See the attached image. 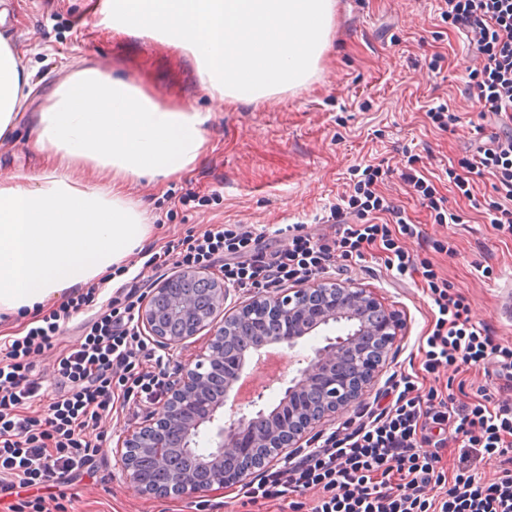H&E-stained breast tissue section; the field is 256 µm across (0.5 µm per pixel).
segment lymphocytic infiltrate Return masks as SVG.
<instances>
[{
    "label": "lymphocytic infiltrate",
    "instance_id": "lymphocytic-infiltrate-1",
    "mask_svg": "<svg viewBox=\"0 0 512 512\" xmlns=\"http://www.w3.org/2000/svg\"><path fill=\"white\" fill-rule=\"evenodd\" d=\"M441 16L472 36L477 66L466 68L463 92L481 112L512 114V0H442ZM468 176L452 174L457 192L470 196V174L494 177L495 197L486 204L490 223L512 232V131L494 135L472 157L462 158ZM383 165L353 166L352 195L330 207L325 218L333 235L314 237L296 230L287 242L269 243L264 233L236 224H212L203 232L170 240L153 255L155 267H219L225 283L240 291L302 284L335 269L337 261L362 258L379 247L397 279L421 273L437 311L417 351L421 370L400 372L386 391L387 406L345 433H331L300 461L284 463L241 496L249 504L285 493L313 494L311 512H512V348L498 343L487 325L474 323L464 297L431 264L411 253L401 237L420 238L418 225L398 218L377 223L394 205L377 191ZM402 178L436 223H461L434 185L417 169ZM359 223H350V216ZM95 288L70 295L45 313L39 325L5 345L0 359V491L53 480L72 482L102 452L104 419L116 395L153 402L169 376L165 366L144 367L152 352L138 330L140 286L125 285L85 323L84 338L58 358L61 392L41 417L30 411L41 400L42 384L32 375L33 355L53 348L65 324L95 300ZM452 366H478L490 384L481 398L460 405L454 392L429 388L417 379L440 378ZM461 445L458 465L442 464L449 442ZM496 467L483 479L478 467Z\"/></svg>",
    "mask_w": 512,
    "mask_h": 512
}]
</instances>
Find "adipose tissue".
I'll use <instances>...</instances> for the list:
<instances>
[{
    "instance_id": "adipose-tissue-1",
    "label": "adipose tissue",
    "mask_w": 512,
    "mask_h": 512,
    "mask_svg": "<svg viewBox=\"0 0 512 512\" xmlns=\"http://www.w3.org/2000/svg\"><path fill=\"white\" fill-rule=\"evenodd\" d=\"M334 0H100L98 26L189 54L216 103L304 86L329 44ZM38 173L0 180V316L13 324L122 266L152 231L126 183H163L202 155L210 113L155 101L88 66L38 87L0 37V137L31 97Z\"/></svg>"
}]
</instances>
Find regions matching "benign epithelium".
I'll return each instance as SVG.
<instances>
[{"instance_id": "benign-epithelium-1", "label": "benign epithelium", "mask_w": 512, "mask_h": 512, "mask_svg": "<svg viewBox=\"0 0 512 512\" xmlns=\"http://www.w3.org/2000/svg\"><path fill=\"white\" fill-rule=\"evenodd\" d=\"M229 287L212 269H182L159 282L141 303L138 327L167 351L182 350L188 340L207 331V352L184 361L168 384L158 408L117 442L126 480L138 491L158 496L195 495L214 485L242 486L274 463L289 459L311 433L336 413L359 407L374 384L401 332V324L373 291L352 282L317 277L303 288H286L274 295L254 291L242 305L224 307ZM278 330L264 333L268 321ZM346 320V333L323 338V345L288 379L272 409L260 406L265 393L257 390L241 401L234 389L254 355L271 347L293 350L321 326ZM235 336L243 345L235 363L224 354V342ZM232 415L224 419V405ZM182 436L181 452L193 453L205 435L208 448L195 454L190 467L173 461L168 434ZM267 452L237 468L224 460ZM166 471L154 485L144 473L142 458Z\"/></svg>"}]
</instances>
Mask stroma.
Returning <instances> with one entry per match:
<instances>
[{
	"instance_id": "stroma-1",
	"label": "stroma",
	"mask_w": 512,
	"mask_h": 512,
	"mask_svg": "<svg viewBox=\"0 0 512 512\" xmlns=\"http://www.w3.org/2000/svg\"><path fill=\"white\" fill-rule=\"evenodd\" d=\"M9 15L0 24L36 78L54 85L94 65L142 87L156 101L211 113L207 147L185 173L166 188L148 180L125 186L128 199L146 210L153 230L132 256L118 282L140 278L144 291L176 273L175 265L156 269L149 259L169 240L211 224H238L274 237L298 225L313 234H332L324 216L353 192L348 170L383 164L389 173L378 185L408 223L419 225L411 250L431 261L467 299L475 323L488 325L512 347V321L499 314L503 290L512 284V234L489 224L485 202L493 197L492 179L476 177L472 197L457 194L446 171L473 154L476 146L502 128L504 118L480 116L462 93L465 66L474 62L466 34L448 27L438 0H336L331 40L309 82L256 104L223 107L201 89L192 60L166 42L132 37L95 26L96 0H6ZM437 69H430V61ZM449 103L460 121L454 130L438 129L428 107ZM29 104L13 133L0 138V178L41 171L43 156L34 146ZM432 180L458 224H438L413 195L400 173L409 154ZM188 191L197 198L182 205ZM451 240L453 254L436 252L434 242ZM375 291L399 314L402 336L371 394L381 396L392 374L407 365L432 318V301L421 276L396 281L377 248L338 273ZM146 404H118L104 424L106 440L94 471L66 487L68 512H292V495L242 506L237 487L213 486L206 496L156 497L139 493L122 475L115 452L118 440L137 426Z\"/></svg>"
}]
</instances>
